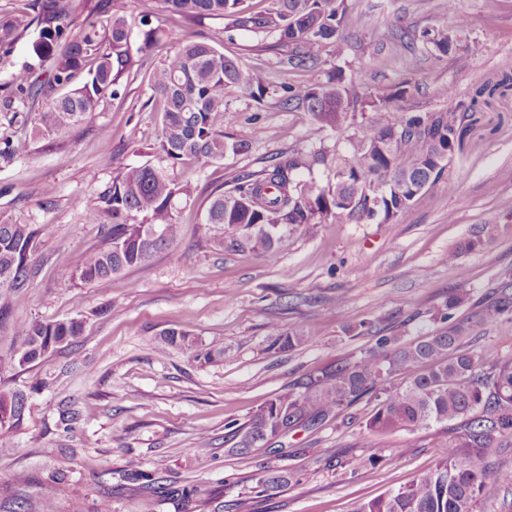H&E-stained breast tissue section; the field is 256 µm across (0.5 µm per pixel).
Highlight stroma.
Segmentation results:
<instances>
[{"label": "stroma", "instance_id": "stroma-1", "mask_svg": "<svg viewBox=\"0 0 512 512\" xmlns=\"http://www.w3.org/2000/svg\"><path fill=\"white\" fill-rule=\"evenodd\" d=\"M358 26H344L351 47L336 57L326 46L322 62L294 69L275 36L225 31L220 19L180 22L173 37L192 32L224 36V52L243 66L267 71L263 102L234 89L224 95L226 135L250 143L224 161L187 160L170 167L197 199L176 216L177 239L153 264L83 284L67 276L76 255L101 247L106 217L100 194L117 169L156 161L161 126L148 69L165 57L161 43L131 71L117 96L107 98L59 149L35 143L25 120L40 109L21 89L31 80L35 30H27L0 58V87L14 97L0 105V143L15 148L0 157V219L39 227L31 258L33 277L12 297L0 324V385L26 390L28 410L14 444L0 448V512L26 502L41 512L40 491L52 472L67 475L55 494V512H70L81 499L85 512L110 502L112 512H138L142 487L125 479L129 462L166 487L156 512H355L359 502L411 484L435 466L450 426L384 435L365 424L376 402L366 398L349 415L316 429L298 427L288 448H255L244 456L226 451L231 422L244 423L299 378L357 356L370 335L349 329L370 320L415 339L435 327L434 312L449 291L467 293L468 310L489 295L500 275L512 272V234L483 251L463 254L461 268L442 257L487 224H512V0H346ZM417 35L448 29V55L421 40L400 41L396 27ZM342 70L358 89L406 85L396 112H441L458 102L477 106L460 148L444 176L416 200L405 220L354 224L327 217L316 234H297L277 261L254 251L214 248L203 222L208 193L230 187L235 177L323 149L346 154L336 131H314L310 112L285 108L288 85L325 82ZM55 195L45 200L44 185ZM79 318L83 334L44 361L11 368L33 322ZM298 326L311 334L300 347H273L270 324ZM181 329L223 348V361L199 365L162 334ZM78 419L62 422L67 408ZM207 443L210 460L200 466L196 448ZM377 463H368L372 449ZM280 471L287 485L264 492L260 481Z\"/></svg>", "mask_w": 512, "mask_h": 512}]
</instances>
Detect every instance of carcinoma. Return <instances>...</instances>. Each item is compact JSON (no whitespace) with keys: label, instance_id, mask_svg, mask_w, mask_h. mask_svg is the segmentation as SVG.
Instances as JSON below:
<instances>
[{"label":"carcinoma","instance_id":"carcinoma-1","mask_svg":"<svg viewBox=\"0 0 512 512\" xmlns=\"http://www.w3.org/2000/svg\"><path fill=\"white\" fill-rule=\"evenodd\" d=\"M159 2L160 12L186 21L214 16L226 21L227 31L274 33L294 68L320 64L330 42L338 57L348 50L341 34L345 0H268L262 10L254 9L251 0ZM29 7L38 38L27 67L38 75L22 93L44 102L35 113L32 140L64 148L106 97L118 93L123 75L141 69L143 62L132 52L127 7L118 0H83L87 24L75 23L72 0H31ZM140 25L138 51L170 42L169 54L148 75L163 112L157 152L173 163L186 159L208 163L247 151V141L224 135V90L232 87L258 101L267 88L265 72L225 55L219 38L173 39L162 23H152L147 14L141 16ZM25 29V20L19 17H0L3 54L10 52ZM421 37L436 52L446 54L451 48L445 29L426 30ZM407 92L400 86L389 94L361 93L340 73L324 83L285 87L282 104L306 108L316 131L330 128L343 135L354 123L356 111L366 106L381 119L370 134L346 138L351 157H336L324 185L296 177L300 168L327 162L325 153L317 152L309 160L290 157L242 174L227 190L213 189L204 212L212 245L257 250L272 261L288 251L297 231L313 234L332 214L356 224L408 217L416 199L444 175L477 101L443 112H390L392 102ZM101 198L109 218L106 242L78 255L70 271L71 278L85 284L150 264L161 248L175 240V214L192 200L193 189L164 167L145 163L119 171ZM133 212L144 213V222L128 223ZM156 229L164 232L160 241L152 239ZM504 229L508 226H484L448 251L444 261L460 266L461 254L483 249ZM38 234L30 224L0 220V319L8 312L11 294L30 281ZM464 300V294L451 291L434 315L437 327L413 341L360 322L359 327L375 331L369 347L352 360L296 382L247 422L230 424L235 443L227 452L243 454L260 448L298 424H320L363 398L374 397L378 404L366 422L372 433L411 432L458 420L462 434L442 445L435 468L405 488L361 503L355 512H477L487 480L512 485L511 468L481 464L505 436H512V359L489 360L483 351L472 348L471 333L477 323L512 320V277L501 279L494 299L476 319L458 315ZM82 327L77 318L31 324L25 347L12 363L22 367L43 359L58 345L80 336ZM309 333L303 328L283 332L271 327L283 351L301 346ZM164 342L204 364L224 360V348L208 347L182 330L168 331ZM395 374L405 375L406 380L392 384ZM26 404L23 391L0 387V448L11 447ZM62 480L55 474L42 485L43 512H54L56 485Z\"/></svg>","mask_w":512,"mask_h":512}]
</instances>
